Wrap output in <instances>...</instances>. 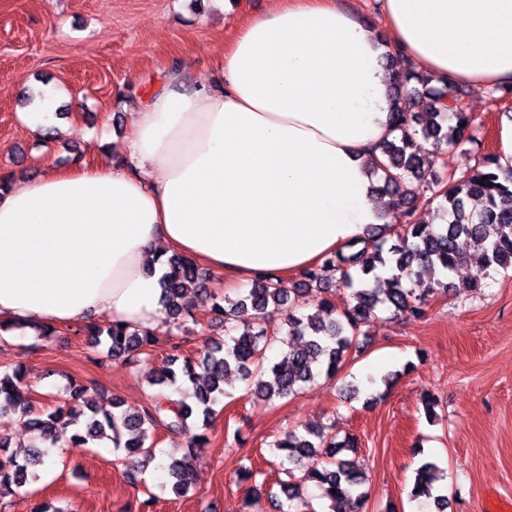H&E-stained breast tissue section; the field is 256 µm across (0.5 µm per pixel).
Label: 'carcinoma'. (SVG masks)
<instances>
[{
	"instance_id": "carcinoma-1",
	"label": "carcinoma",
	"mask_w": 512,
	"mask_h": 512,
	"mask_svg": "<svg viewBox=\"0 0 512 512\" xmlns=\"http://www.w3.org/2000/svg\"><path fill=\"white\" fill-rule=\"evenodd\" d=\"M384 60L399 70L392 87L394 136L379 146L373 170L379 174L376 191L390 197L399 223L371 228L367 237L303 270L301 282L292 287L276 275H265L236 299L209 291L206 275L192 259L170 256L168 270L160 279L162 311L169 322L178 330L189 321L197 322V308L188 305L193 298L208 305L207 313L223 319L225 330L231 332L228 340L196 357H167L150 378L151 384L159 386L192 383L194 404L173 400L171 394L162 392L147 408L132 410L114 404L112 410H102L87 397L89 387L72 380L66 399L38 411L28 397L23 367L1 371L0 426L23 425L38 446L21 461L0 456V493L25 489L37 478L31 468L44 464L47 456L39 445L55 446L60 441L72 447L112 441V452L123 454L127 475L133 480L154 460V431L165 428L185 435L191 448L207 443L204 434L193 432L190 420L197 415L202 417V426L210 424L229 375L248 382L255 397L269 405L297 394L323 374L335 375L358 338L369 336L380 307L395 316L423 315L434 288L448 287L443 282L434 288L423 286L419 278L428 271L454 270L475 247L481 250L486 268L496 273L512 270V173L500 176L497 154L480 153V126L462 105L458 86L409 68L410 62L395 50L386 51ZM424 142L439 156L458 150L474 158V163L452 172H432L420 154ZM419 202L438 203L452 220L436 227L413 221ZM334 287L351 290L343 310L323 297L314 312L298 311L308 290L330 293ZM271 306L285 311L284 323L276 329L264 321ZM84 332L102 347L105 357L129 364L140 362L155 342L151 331L128 324L122 328L110 318L86 326ZM276 342L286 347L285 355L281 362L266 367L264 354ZM199 369L206 373L202 382L198 381ZM82 418L85 432L67 435L68 428ZM355 445L349 437L336 440L332 427L321 424L305 425L279 437L273 452L281 467L291 473L304 458L310 464L299 480L282 482L285 500L275 503L278 512H318L305 495L309 483L318 489L319 499L328 501L329 512H363L365 476L340 457ZM163 469L177 494L192 486L190 454L169 455ZM435 469L433 463L418 469L410 495L432 502L436 512H445L448 497L433 492Z\"/></svg>"
}]
</instances>
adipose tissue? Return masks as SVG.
Masks as SVG:
<instances>
[{"mask_svg": "<svg viewBox=\"0 0 512 512\" xmlns=\"http://www.w3.org/2000/svg\"><path fill=\"white\" fill-rule=\"evenodd\" d=\"M394 48L477 89L512 85V0H384ZM371 22L337 0H278L245 21L207 85L172 69L136 106L123 165L74 161L0 192V323L107 315L159 325V254L228 289L320 263L379 212L369 161L394 78Z\"/></svg>", "mask_w": 512, "mask_h": 512, "instance_id": "1", "label": "adipose tissue"}]
</instances>
